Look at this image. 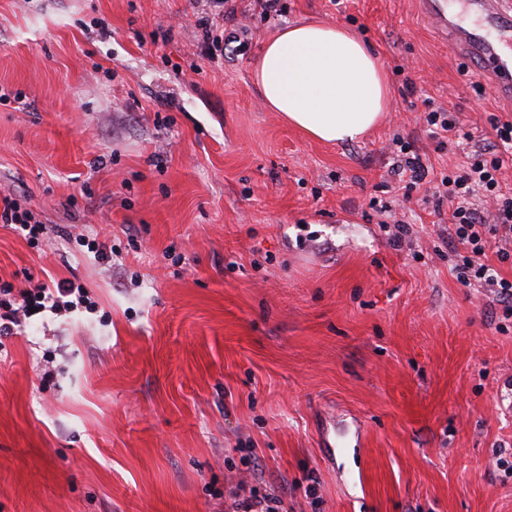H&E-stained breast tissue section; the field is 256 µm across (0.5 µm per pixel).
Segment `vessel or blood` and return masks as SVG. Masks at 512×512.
Wrapping results in <instances>:
<instances>
[{
    "label": "vessel or blood",
    "instance_id": "1",
    "mask_svg": "<svg viewBox=\"0 0 512 512\" xmlns=\"http://www.w3.org/2000/svg\"><path fill=\"white\" fill-rule=\"evenodd\" d=\"M436 33L458 54L473 59L485 83L512 103V0H462V13L447 0H419Z\"/></svg>",
    "mask_w": 512,
    "mask_h": 512
}]
</instances>
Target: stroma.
Returning <instances> with one entry per match:
<instances>
[{
  "instance_id": "stroma-1",
  "label": "stroma",
  "mask_w": 512,
  "mask_h": 512,
  "mask_svg": "<svg viewBox=\"0 0 512 512\" xmlns=\"http://www.w3.org/2000/svg\"><path fill=\"white\" fill-rule=\"evenodd\" d=\"M281 2L0 0V201L55 232L40 249L0 225V286L73 280L95 303L0 337V512H225L247 457L287 512H512V316L448 266L429 183L469 148L416 121L429 98L487 139L512 106L417 0ZM308 20L387 70L364 140L306 137L252 81L265 39ZM396 134L429 170L397 247L375 210Z\"/></svg>"
}]
</instances>
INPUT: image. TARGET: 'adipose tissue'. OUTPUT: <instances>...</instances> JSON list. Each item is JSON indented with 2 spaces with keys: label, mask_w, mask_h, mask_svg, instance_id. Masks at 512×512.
I'll use <instances>...</instances> for the list:
<instances>
[{
  "label": "adipose tissue",
  "mask_w": 512,
  "mask_h": 512,
  "mask_svg": "<svg viewBox=\"0 0 512 512\" xmlns=\"http://www.w3.org/2000/svg\"><path fill=\"white\" fill-rule=\"evenodd\" d=\"M265 105L312 139L358 141L388 110L380 61L341 25L302 22L269 37L253 68Z\"/></svg>",
  "instance_id": "adipose-tissue-1"
}]
</instances>
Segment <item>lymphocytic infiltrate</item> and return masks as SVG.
Returning a JSON list of instances; mask_svg holds the SVG:
<instances>
[{"label":"lymphocytic infiltrate","mask_w":512,"mask_h":512,"mask_svg":"<svg viewBox=\"0 0 512 512\" xmlns=\"http://www.w3.org/2000/svg\"><path fill=\"white\" fill-rule=\"evenodd\" d=\"M423 120L438 146L472 140L453 109L427 105ZM493 140L473 142L462 168L442 176L435 187L437 200H448L452 219L448 226L449 259L457 281L491 289L505 312L512 313V280L501 277L482 258L495 248L499 260H512V192L502 187L506 155H512V121L493 122ZM88 295L72 281L40 283L30 289H0V336L14 333L32 310L61 313L85 305Z\"/></svg>","instance_id":"f902f5d3"}]
</instances>
